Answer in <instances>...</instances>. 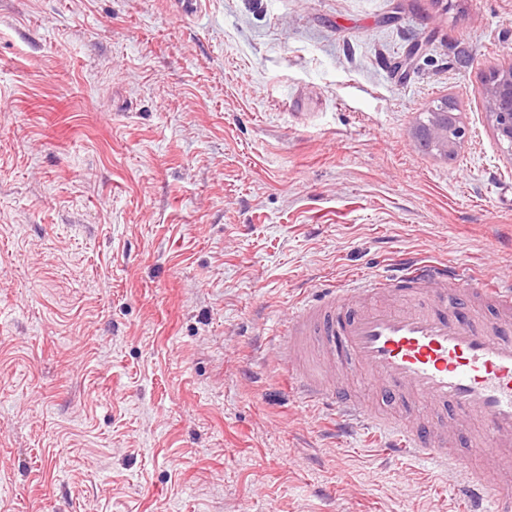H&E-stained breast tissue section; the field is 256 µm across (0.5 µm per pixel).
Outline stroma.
<instances>
[{
  "label": "stroma",
  "instance_id": "1",
  "mask_svg": "<svg viewBox=\"0 0 512 512\" xmlns=\"http://www.w3.org/2000/svg\"><path fill=\"white\" fill-rule=\"evenodd\" d=\"M510 62L512 0H0V512H465L276 337L405 257L512 279ZM480 93L493 135L512 161V62L493 69ZM455 110L448 98L438 101L414 128L415 140L427 143L439 156L448 158L455 154L466 138V128Z\"/></svg>",
  "mask_w": 512,
  "mask_h": 512
}]
</instances>
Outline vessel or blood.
<instances>
[{
    "label": "vessel or blood",
    "instance_id": "obj_1",
    "mask_svg": "<svg viewBox=\"0 0 512 512\" xmlns=\"http://www.w3.org/2000/svg\"><path fill=\"white\" fill-rule=\"evenodd\" d=\"M491 301L477 322L461 304ZM288 373L346 434L383 455L456 465L479 446L498 469H464L468 512H512V283L473 288L459 269L409 262L388 276L327 284L288 315Z\"/></svg>",
    "mask_w": 512,
    "mask_h": 512
}]
</instances>
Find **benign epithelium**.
Listing matches in <instances>:
<instances>
[{
    "instance_id": "7a95c632",
    "label": "benign epithelium",
    "mask_w": 512,
    "mask_h": 512,
    "mask_svg": "<svg viewBox=\"0 0 512 512\" xmlns=\"http://www.w3.org/2000/svg\"><path fill=\"white\" fill-rule=\"evenodd\" d=\"M480 93L493 135L512 160V62L492 70ZM415 140L425 142L445 158L456 153L466 138L460 113L446 98L427 112L426 119L413 130Z\"/></svg>"
}]
</instances>
